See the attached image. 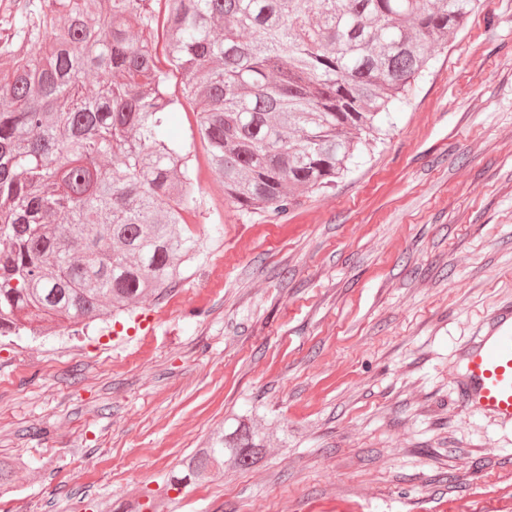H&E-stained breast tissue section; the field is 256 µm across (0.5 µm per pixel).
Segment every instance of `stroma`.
Masks as SVG:
<instances>
[{"mask_svg":"<svg viewBox=\"0 0 512 512\" xmlns=\"http://www.w3.org/2000/svg\"><path fill=\"white\" fill-rule=\"evenodd\" d=\"M483 5L336 186L230 206L205 151L201 248L119 322L0 336V485L15 512H512V426L456 400V350L512 302V0ZM288 431L181 490L234 415Z\"/></svg>","mask_w":512,"mask_h":512,"instance_id":"35a3bbf8","label":"stroma"}]
</instances>
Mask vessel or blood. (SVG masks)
Returning a JSON list of instances; mask_svg holds the SVG:
<instances>
[{"label": "vessel or blood", "mask_w": 512, "mask_h": 512, "mask_svg": "<svg viewBox=\"0 0 512 512\" xmlns=\"http://www.w3.org/2000/svg\"><path fill=\"white\" fill-rule=\"evenodd\" d=\"M464 406L512 426V304L491 314L456 354Z\"/></svg>", "instance_id": "vessel-or-blood-1"}]
</instances>
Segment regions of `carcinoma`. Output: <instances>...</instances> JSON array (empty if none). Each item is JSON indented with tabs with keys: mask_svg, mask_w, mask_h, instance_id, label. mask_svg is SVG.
<instances>
[{
	"mask_svg": "<svg viewBox=\"0 0 512 512\" xmlns=\"http://www.w3.org/2000/svg\"><path fill=\"white\" fill-rule=\"evenodd\" d=\"M477 2L0 0V336L119 315L173 287L200 250L186 220L198 140L243 211L284 213L334 186ZM160 22L196 140L170 133L181 102L157 64ZM273 441L288 447L276 421L239 415L171 486L226 461L251 469ZM25 471L2 460L0 483Z\"/></svg>",
	"mask_w": 512,
	"mask_h": 512,
	"instance_id": "cac0c4a2",
	"label": "carcinoma"
}]
</instances>
